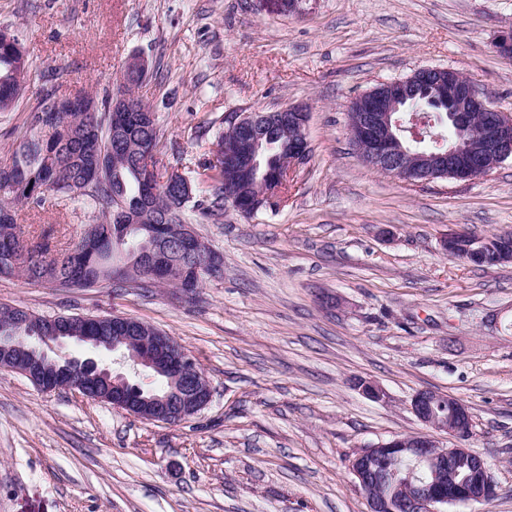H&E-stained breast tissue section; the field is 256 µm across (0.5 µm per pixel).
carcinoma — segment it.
<instances>
[{"label":"carcinoma","instance_id":"obj_1","mask_svg":"<svg viewBox=\"0 0 512 512\" xmlns=\"http://www.w3.org/2000/svg\"><path fill=\"white\" fill-rule=\"evenodd\" d=\"M32 67L25 53L12 46L0 44V112L14 111L23 99L27 84L31 81ZM99 105L98 121L86 122V113L75 108L60 109L57 91L41 93L37 104L27 114L29 135L21 140L11 157V169L0 170V278L21 277L31 284L54 285L59 280L71 288H93L102 283L116 282L121 285L136 282L137 252L125 250V260L114 263L112 256V210L118 202L136 206L145 188L140 185L134 167L136 155L148 156L160 174L175 169L163 161L165 156L164 134L158 123L148 120L123 139L119 138L113 122L110 93L103 96L81 94ZM415 106L426 118L430 135L424 137L418 150L426 153L444 152L462 139L458 127L448 121V104L433 98L426 92L418 94ZM234 134L222 131L216 138L214 158L206 170L216 171L210 177L207 205L201 215L217 220L224 215V179L237 180V187L246 197L256 196L251 182L242 181L224 168V152L233 151ZM288 158V139L275 137L261 151V162L274 167ZM173 186L155 184L152 194L153 207L144 219L135 239L146 243L150 233L158 231L157 246L175 251L180 248V235L187 226L183 207L169 209ZM52 193L61 200L82 198L93 210L94 237L86 242L80 238L61 249L65 258L60 263L49 264L43 255L51 252L49 244L37 243L30 251L24 245L26 239L21 225L17 224L15 207L19 204L32 209L44 206L46 194ZM470 249L481 255L480 267L500 265L497 236L471 237ZM66 335H112V324L98 329L83 323L62 319L55 324Z\"/></svg>","mask_w":512,"mask_h":512}]
</instances>
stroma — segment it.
<instances>
[{
  "instance_id": "stroma-1",
  "label": "stroma",
  "mask_w": 512,
  "mask_h": 512,
  "mask_svg": "<svg viewBox=\"0 0 512 512\" xmlns=\"http://www.w3.org/2000/svg\"><path fill=\"white\" fill-rule=\"evenodd\" d=\"M512 0H0L42 86L100 92L132 54L167 155L193 184L186 221L224 258L194 299L172 288L86 290L0 279V304L38 316L132 317L177 338L213 387L174 425L0 370V512H369L349 470L360 449L422 431L432 389L470 414L467 447L512 512V262L448 256L457 229L512 233V159L468 180L409 182L360 158L348 106L381 82L441 66L512 114V59L496 49ZM309 111V159L279 207L202 219V168L229 112ZM82 204L24 212L37 236L79 238ZM377 381L386 401L355 379Z\"/></svg>"
}]
</instances>
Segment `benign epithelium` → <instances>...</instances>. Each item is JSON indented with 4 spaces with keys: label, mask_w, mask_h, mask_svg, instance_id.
I'll use <instances>...</instances> for the list:
<instances>
[{
    "label": "benign epithelium",
    "mask_w": 512,
    "mask_h": 512,
    "mask_svg": "<svg viewBox=\"0 0 512 512\" xmlns=\"http://www.w3.org/2000/svg\"><path fill=\"white\" fill-rule=\"evenodd\" d=\"M142 65L143 60L138 56L127 60L124 69L116 78L117 91L112 93V111H145L139 100L123 93L126 75ZM418 79L432 83L441 90V94L448 99V118L459 126L465 124V118L470 112L489 113L482 126L473 132L470 152L463 153L453 149L429 155L412 152L402 145V141L392 131V127L398 128L400 124H392L391 104L405 100L408 97L407 86ZM366 97L369 98L367 102L364 101ZM361 100L364 101L362 108L349 120V135L365 163L384 174L406 181L424 182L434 179V175L438 173L460 169L465 161L477 155L492 157L499 162L512 159V115L491 107L475 85L455 70L449 69L444 75L437 68H423L416 76L378 83L356 98L358 102ZM307 120V113L293 106L259 114L231 112L225 115L224 124L237 127L241 131L236 152L227 155L224 159L225 165L248 176L252 175L259 164L260 146L268 139V129L284 126L290 129V143L295 145L291 149L290 166L304 163L309 156ZM261 183L265 190L263 201L269 205L279 202L281 174L267 172L262 175ZM114 220L115 240L121 245L129 242L139 222L137 214L129 209L119 208ZM462 238L461 231L449 232L443 240V248L452 258L469 262L474 254L459 250ZM185 239L193 247L197 257L196 278L216 275L221 267L218 256L205 249L189 229L186 230ZM122 340L142 341L147 348L143 356L133 351L120 350L119 357L122 362L129 364L134 370L158 365L170 379L180 382V385L144 402H135L126 394L128 376L113 370L99 359L103 337L64 336L60 333L25 336L17 322L0 329V369L19 371L43 392L67 388L83 396L86 390L69 377L70 365L81 363L91 374L103 378L108 384L107 393L96 397V400L110 402L112 407L133 417L161 424L171 425L186 420L210 403L212 388L209 380L204 378L194 358L173 337L160 332L156 336H124ZM21 344L28 345L33 360L20 369L10 363V357ZM67 344L78 346L82 355L62 356L55 352V348ZM45 363L60 366V373L56 376L44 375L42 366ZM357 389L373 401L386 398L383 388L373 380H360ZM447 400L448 396L436 391L416 392L410 399L409 409L427 427V431L394 437L365 449L353 460L350 471L357 485L363 490L367 489L369 480L370 457L378 461L385 459L398 462L408 455L425 466L430 473V481L427 483L413 474L408 475L407 482L403 485L395 479L391 480L383 486L381 494L369 496V512H387L392 507V500L400 494L405 496V502L413 512H448L450 506L488 502L497 495V486L485 459L463 446L468 437L458 432V426L470 419L465 406L454 399L450 412L437 411L438 403ZM437 433L446 435L448 440L455 442V447H442L435 437ZM460 458L469 460L471 466L476 468L477 478L472 480L452 469L453 460Z\"/></svg>",
    "instance_id": "1"
}]
</instances>
